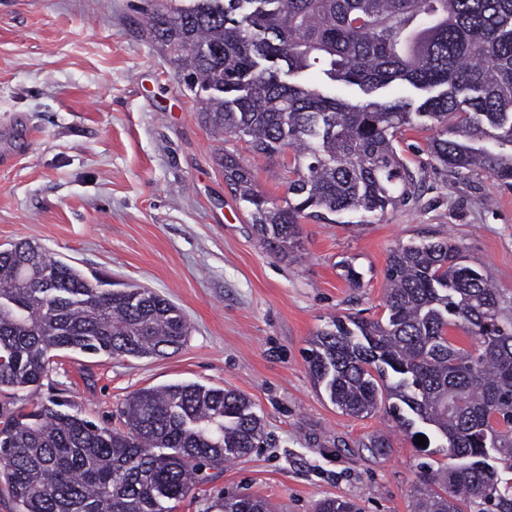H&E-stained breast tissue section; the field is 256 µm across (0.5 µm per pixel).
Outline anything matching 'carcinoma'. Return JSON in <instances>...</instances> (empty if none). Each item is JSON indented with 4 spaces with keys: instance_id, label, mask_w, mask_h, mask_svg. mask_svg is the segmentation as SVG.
<instances>
[{
    "instance_id": "1",
    "label": "carcinoma",
    "mask_w": 512,
    "mask_h": 512,
    "mask_svg": "<svg viewBox=\"0 0 512 512\" xmlns=\"http://www.w3.org/2000/svg\"><path fill=\"white\" fill-rule=\"evenodd\" d=\"M148 23L176 53L224 181L276 257L298 247L304 220L415 200L396 144L416 124L440 127L429 150L451 175L480 170L512 187V0H156ZM312 71L366 98L296 81ZM394 82L418 97L371 98ZM230 141L266 159L292 154L284 201L257 189ZM385 279L383 317H336L316 333L314 384L350 416L389 403L399 427L434 446L411 512H512V297L446 239L398 245ZM188 335L182 311L149 288L91 279L27 241L0 250V391L39 384L59 351L160 358ZM65 406L0 409V483L17 512H173L204 469L264 435L246 396L197 383L137 390L118 427ZM216 508L274 512L250 495ZM316 512L360 508L325 498Z\"/></svg>"
}]
</instances>
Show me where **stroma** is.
Here are the masks:
<instances>
[{
	"instance_id": "35a3bbf8",
	"label": "stroma",
	"mask_w": 512,
	"mask_h": 512,
	"mask_svg": "<svg viewBox=\"0 0 512 512\" xmlns=\"http://www.w3.org/2000/svg\"><path fill=\"white\" fill-rule=\"evenodd\" d=\"M146 0H0V245L30 241L84 272L167 297L190 333L173 356L113 359L62 352L15 407L54 398L99 425L134 391L196 382L246 394L266 441L225 465L174 512H211L224 493L314 512L340 497L363 512H410L414 439L385 410L354 418L308 371L316 332L336 317L384 314L390 252L448 239L512 296V190L485 173L456 179L405 131L397 150L421 182L417 202L352 227L307 220L275 257L214 161V143L155 42ZM238 152L260 191L284 198L275 161ZM363 275L350 287L343 262ZM386 436L387 454L368 448Z\"/></svg>"
}]
</instances>
